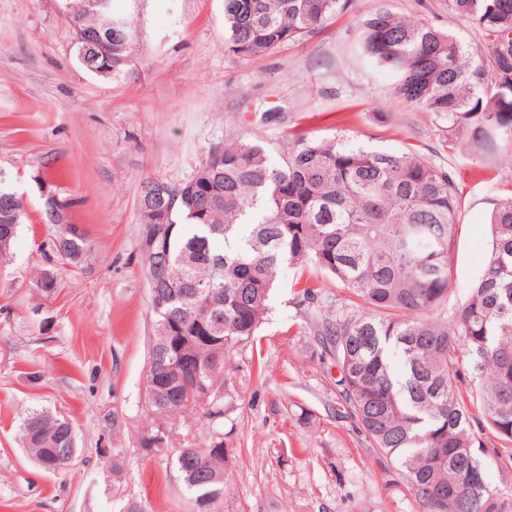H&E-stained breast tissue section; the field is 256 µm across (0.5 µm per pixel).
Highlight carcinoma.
Returning a JSON list of instances; mask_svg holds the SVG:
<instances>
[{"label": "carcinoma", "mask_w": 512, "mask_h": 512, "mask_svg": "<svg viewBox=\"0 0 512 512\" xmlns=\"http://www.w3.org/2000/svg\"><path fill=\"white\" fill-rule=\"evenodd\" d=\"M75 37L102 30L108 18L138 33L128 0L108 9L86 0H56ZM348 0H224V49L237 58L271 54L318 30ZM486 40L493 86L512 76V0H448ZM361 49L372 69L389 78L409 105L448 118V149L465 131L480 144L512 148V111L486 87L484 61L453 35L386 7L361 22ZM136 43L112 42L91 54L85 69L110 67L119 78L134 67ZM457 186L452 175L411 148L374 149L351 135L316 140L288 136L274 160L269 150L230 136L179 184L141 183L139 208L163 215L164 256L142 253L146 274L165 264L157 280L166 304L151 308V349L192 358L161 418L201 408L211 426L208 448L175 449L187 491L202 494L207 477L224 473V370L265 321L280 272L319 270L347 291L314 333L340 371L338 413L354 419L372 446L400 472L420 512H503L479 456L489 433L512 447V196L490 216L482 274L467 298L444 315L456 288L451 278ZM23 222L25 208L0 187V225ZM92 245L83 231L62 228L59 259L80 268ZM319 282L297 288L298 305L319 298ZM224 305L207 309L209 294ZM213 324L199 337L197 321ZM20 429L39 462L56 448L78 453L65 417L31 411Z\"/></svg>", "instance_id": "cac0c4a2"}]
</instances>
